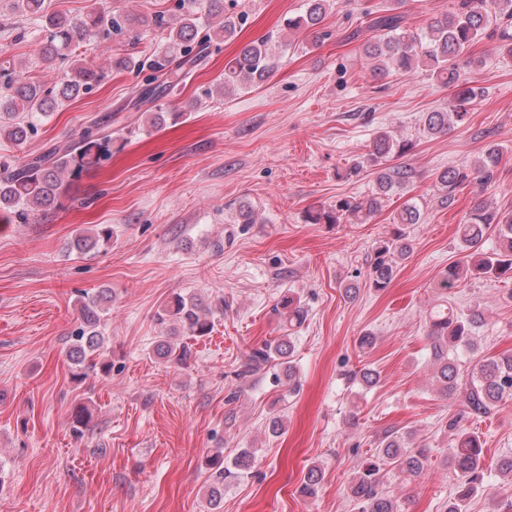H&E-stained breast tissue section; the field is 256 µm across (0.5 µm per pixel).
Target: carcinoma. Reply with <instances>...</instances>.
<instances>
[{
    "instance_id": "1",
    "label": "carcinoma",
    "mask_w": 512,
    "mask_h": 512,
    "mask_svg": "<svg viewBox=\"0 0 512 512\" xmlns=\"http://www.w3.org/2000/svg\"><path fill=\"white\" fill-rule=\"evenodd\" d=\"M45 0H12L11 7L20 17L40 24L41 41L37 54L48 66L60 64L64 70L58 82L48 87L32 79L27 68L15 66L8 60L0 64V137L22 144L38 131L37 122L56 107L81 94L91 92L113 71L142 74L149 71L144 89L134 105L145 103L151 107L145 112L150 125L161 128L170 113L164 111L160 100L170 87V82L159 77L186 63L203 61L217 36L229 40L235 36L244 21L246 12L238 11L239 0H173V9L159 10L149 18L123 13L119 9H94L69 16L45 12ZM334 0H305L303 11L288 19V35L308 34L318 43L328 36L320 30L321 23L332 9ZM396 4L386 2L372 12L368 28L376 32L365 43L364 58L376 78L395 70L409 74L417 70L429 72L447 86L459 88L456 106L451 112L433 111L425 117V128L431 135L448 131L453 124L462 123L469 115L468 109L475 98L466 74L482 62L465 57L469 48L483 38H497L496 49L512 55V0H458V7L437 17L426 25V32L408 29L402 24L401 15L395 13ZM156 30L165 35L166 48L162 52L112 58L105 66L87 63L79 47L93 42L101 50L116 36L135 31L138 27ZM278 48H290L294 42L269 36L245 45L238 55L224 66V86L217 92L226 96L248 85L265 80L277 66V56L272 43ZM27 112L29 121L15 120V113ZM413 144L394 138L380 131L373 140L366 163L376 170L377 191L360 199H342L328 208L314 209L308 213L310 224H343L366 222L377 213L385 197L404 191L413 183L415 170L391 160L402 157ZM112 157V132L97 123L80 129L70 139L40 155L13 165L0 162V219L9 222L17 217L27 219L61 205L66 194L68 179L92 170ZM500 162V148L491 144L485 150L480 164L474 169L476 179L483 185L495 178ZM470 172L465 168H449L437 180L440 204L448 205L455 198L456 190L467 182ZM423 223V210L415 203L404 206L395 224ZM112 228L101 226L87 228L76 238L74 245L79 252H90L108 244ZM457 239L462 260L451 264L441 275L438 288L442 294L455 287L464 276L512 281V209H501L480 200L469 210L465 220L458 225ZM411 251L406 232L399 229L379 241L369 269L371 286L383 290L392 282L399 268ZM110 297L105 292L81 302V326L70 336L68 357L71 376L81 382L92 374H108L112 363L104 354L105 337L100 331L105 304ZM286 334L261 345L248 346L242 351L243 363L236 373L247 381L275 362L284 367L283 374L273 373V382L288 378V390H294V353L290 331L304 323L305 310L291 295L281 298L277 307ZM211 311L198 299L177 295L168 301L163 323H173L185 336L204 337L213 330ZM485 321L483 303L476 301L468 312L455 310L444 302L428 313L427 337L430 341L431 368L438 391L452 395L463 390L466 417L480 419L496 407L512 401V355L478 360L469 373L468 380L460 383L458 359L460 350H473L476 331ZM154 355L165 363L183 365L191 355L189 346L176 339V333L166 332L158 337ZM352 383L373 387L379 382L377 370L365 366L351 374ZM449 428L456 431L448 454L458 483L445 506V512H468L471 501L479 494L485 478L483 446L480 436L454 419ZM411 433L389 431L378 441L376 458L405 477H418L424 470L427 456L410 442ZM255 451L241 450L234 459L233 468L222 467L220 457L207 460L206 466L215 470L208 486L207 501L212 512H217L224 500V482L233 477L249 474L255 463ZM379 466L369 465L353 479L349 491L357 512H402L401 504L390 492L379 487ZM323 480V469L318 465L307 468L302 480V492L316 494Z\"/></svg>"
}]
</instances>
